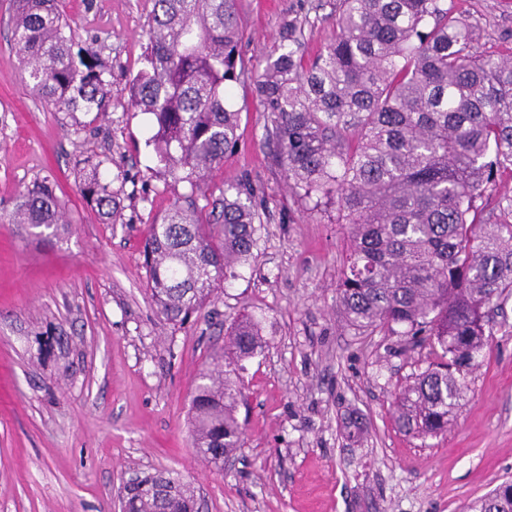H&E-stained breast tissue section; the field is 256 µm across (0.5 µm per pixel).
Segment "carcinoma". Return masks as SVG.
Masks as SVG:
<instances>
[{"mask_svg":"<svg viewBox=\"0 0 512 512\" xmlns=\"http://www.w3.org/2000/svg\"><path fill=\"white\" fill-rule=\"evenodd\" d=\"M13 41L33 93L60 112L107 111L112 68L75 48L59 0H12ZM336 39L312 60L296 31L253 82L267 112L273 157L295 193L334 206L348 224L349 257L337 285L352 325L406 328L437 360L395 397L397 425L419 437L448 430L464 374L488 344L489 310L512 292V196L492 220L469 219L494 173L512 169V57L486 55L447 0H336ZM237 0H153L142 67L126 106L151 116L147 144L175 187L150 223L145 266L155 305L182 323L256 259L262 212L247 182L206 186L238 143L234 84L245 64ZM105 160L88 157L83 195L113 224L118 213ZM204 197L206 204L198 203ZM22 228L67 223L51 184L27 189L10 214ZM265 346L243 318L225 341L224 367L202 375L192 400V445L220 469L243 445L237 367ZM124 512H198L191 483L141 477ZM474 512H512V480Z\"/></svg>","mask_w":512,"mask_h":512,"instance_id":"obj_1","label":"carcinoma"}]
</instances>
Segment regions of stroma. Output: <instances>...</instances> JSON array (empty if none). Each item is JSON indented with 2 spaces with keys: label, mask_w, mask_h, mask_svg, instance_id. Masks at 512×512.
Listing matches in <instances>:
<instances>
[{
  "label": "stroma",
  "mask_w": 512,
  "mask_h": 512,
  "mask_svg": "<svg viewBox=\"0 0 512 512\" xmlns=\"http://www.w3.org/2000/svg\"><path fill=\"white\" fill-rule=\"evenodd\" d=\"M335 2L239 0L240 141L208 183L248 180L266 219L256 260L180 326L150 299L143 247L150 221L187 188L166 185L145 144L148 115L125 105L152 0L62 2L76 41L112 67L103 116H69L31 92L11 0H0V512H119L126 482L156 470L189 480L199 512H468L512 479V295L447 433H405L392 402L435 356L347 320L337 299L347 227L301 200L270 151L253 80L289 24L304 56L332 43ZM448 6L480 50L512 55V0ZM90 156L126 173L113 185L119 223L81 192L77 162ZM43 179L69 226L37 237L7 218ZM245 315L267 344L241 363L244 444L219 473L192 446L191 401Z\"/></svg>",
  "instance_id": "35a3bbf8"
}]
</instances>
